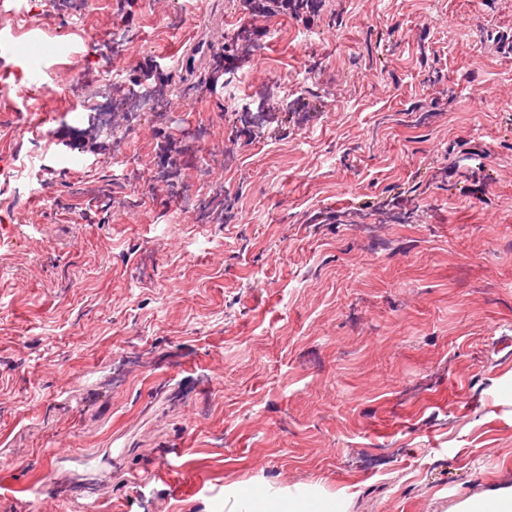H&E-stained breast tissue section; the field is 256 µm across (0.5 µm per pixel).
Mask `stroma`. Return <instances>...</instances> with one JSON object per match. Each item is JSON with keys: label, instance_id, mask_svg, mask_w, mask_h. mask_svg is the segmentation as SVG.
<instances>
[{"label": "stroma", "instance_id": "stroma-1", "mask_svg": "<svg viewBox=\"0 0 512 512\" xmlns=\"http://www.w3.org/2000/svg\"><path fill=\"white\" fill-rule=\"evenodd\" d=\"M0 22V512H452L512 483V0Z\"/></svg>", "mask_w": 512, "mask_h": 512}]
</instances>
